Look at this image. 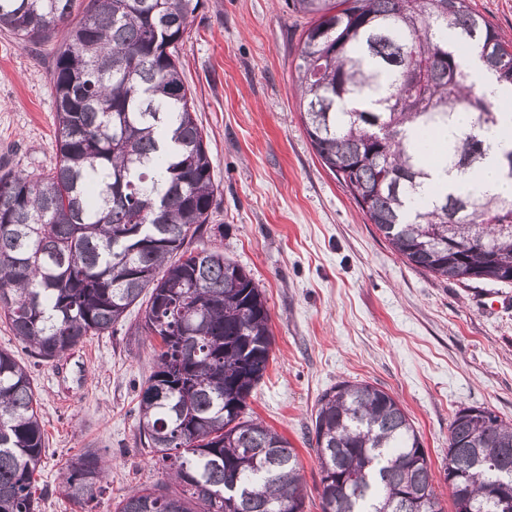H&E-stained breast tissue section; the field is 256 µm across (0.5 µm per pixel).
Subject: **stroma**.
<instances>
[{"label": "stroma", "instance_id": "1", "mask_svg": "<svg viewBox=\"0 0 512 512\" xmlns=\"http://www.w3.org/2000/svg\"><path fill=\"white\" fill-rule=\"evenodd\" d=\"M308 16L286 0H203L180 51L211 174L217 245L263 291L272 360L248 399L249 415L296 448L305 512H321L311 419L321 394L364 380L393 395L412 419L433 470L463 407L512 421V286H467L403 262L326 169L302 126L293 77ZM19 46L0 30V172L35 175L56 161L50 85L64 40ZM139 307L112 334L88 337L58 361L32 358L4 320L0 348L25 364L39 399L47 451L38 486L99 449L110 470L87 506L53 494L40 512H114L129 490L166 479L141 445L138 394L153 347L135 335Z\"/></svg>", "mask_w": 512, "mask_h": 512}]
</instances>
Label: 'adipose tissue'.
<instances>
[{
    "instance_id": "obj_1",
    "label": "adipose tissue",
    "mask_w": 512,
    "mask_h": 512,
    "mask_svg": "<svg viewBox=\"0 0 512 512\" xmlns=\"http://www.w3.org/2000/svg\"><path fill=\"white\" fill-rule=\"evenodd\" d=\"M461 59L468 84L497 105L499 123L489 135L493 147L486 159L475 173L463 177L446 172L438 143L430 142L427 162L430 177L423 191L429 200L434 199L440 189L456 187H469L490 196L512 194V180L503 177L499 165L501 152L512 149V88L499 83L477 55L465 50Z\"/></svg>"
}]
</instances>
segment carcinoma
I'll list each match as a JSON object with an SVG mask.
<instances>
[{"mask_svg":"<svg viewBox=\"0 0 512 512\" xmlns=\"http://www.w3.org/2000/svg\"><path fill=\"white\" fill-rule=\"evenodd\" d=\"M202 0H0V30L54 53L57 162L0 173V315L43 361L112 332L146 302L136 334L160 339L141 387L138 433L180 491L128 492L115 512H304L301 463L282 435L245 415L273 335L252 276L217 247L195 250L218 193L179 62ZM311 16L295 84L322 164L410 266L466 284L512 285V197L455 189L423 202L426 143L451 130L446 171L485 160L497 106L466 84L458 49L512 85V42L468 0H292ZM473 114L467 131L452 128ZM312 441L323 512H445L399 401L363 381L318 399ZM46 451L27 368L0 349V512H38ZM95 448L68 461L61 492L83 505L105 479ZM512 424L464 407L440 470L453 506L501 507Z\"/></svg>","mask_w":512,"mask_h":512,"instance_id":"1","label":"carcinoma"}]
</instances>
